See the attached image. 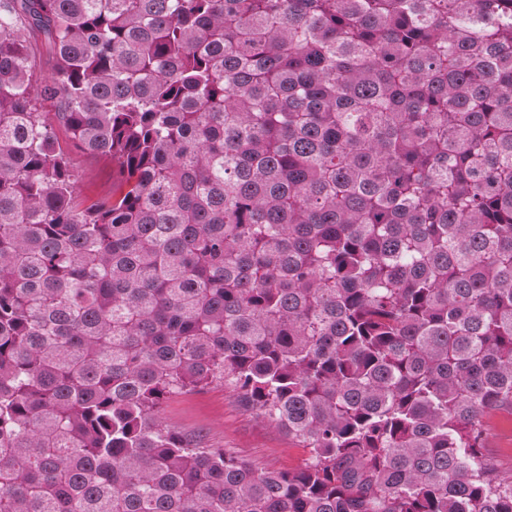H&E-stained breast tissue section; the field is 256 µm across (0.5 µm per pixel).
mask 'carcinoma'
I'll return each instance as SVG.
<instances>
[{"label":"carcinoma","mask_w":512,"mask_h":512,"mask_svg":"<svg viewBox=\"0 0 512 512\" xmlns=\"http://www.w3.org/2000/svg\"><path fill=\"white\" fill-rule=\"evenodd\" d=\"M214 383L303 464L162 419ZM499 414L512 0H0V512H512ZM42 112H47L46 117L53 124L60 145L69 150L80 198L90 203L112 194V185L115 182L112 161L106 157L91 156L74 149L70 145L68 133L57 124L53 113L55 109L50 101L44 102ZM490 435L486 448L499 470L512 472V420L510 416H495L489 421Z\"/></svg>","instance_id":"cac0c4a2"}]
</instances>
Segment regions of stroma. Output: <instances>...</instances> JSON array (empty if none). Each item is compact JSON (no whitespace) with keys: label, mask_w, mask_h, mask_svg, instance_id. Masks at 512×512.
Segmentation results:
<instances>
[{"label":"stroma","mask_w":512,"mask_h":512,"mask_svg":"<svg viewBox=\"0 0 512 512\" xmlns=\"http://www.w3.org/2000/svg\"><path fill=\"white\" fill-rule=\"evenodd\" d=\"M56 134L60 145L70 151L81 199L93 202L111 194V160L71 148L64 128H57ZM161 416L180 432L202 436L207 445L230 450L263 469H292L307 457L306 449L285 431L246 411L235 392L221 385L171 396L163 403Z\"/></svg>","instance_id":"stroma-1"}]
</instances>
